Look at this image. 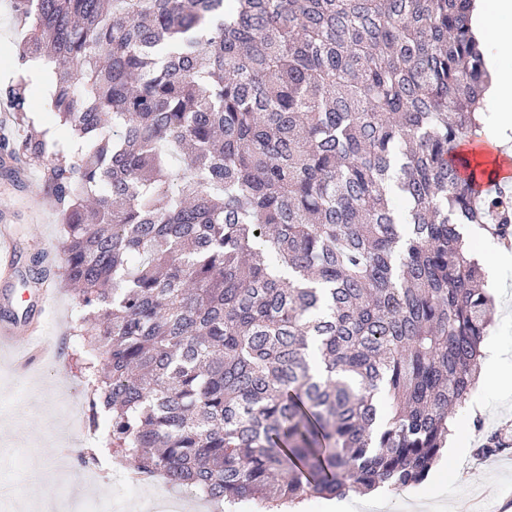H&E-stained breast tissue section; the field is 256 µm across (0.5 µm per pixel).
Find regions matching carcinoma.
I'll list each match as a JSON object with an SVG mask.
<instances>
[{
    "mask_svg": "<svg viewBox=\"0 0 512 512\" xmlns=\"http://www.w3.org/2000/svg\"><path fill=\"white\" fill-rule=\"evenodd\" d=\"M57 134L0 85L65 226L98 445L273 510L421 484L491 299L462 231L489 77L474 0H13Z\"/></svg>",
    "mask_w": 512,
    "mask_h": 512,
    "instance_id": "1",
    "label": "carcinoma"
}]
</instances>
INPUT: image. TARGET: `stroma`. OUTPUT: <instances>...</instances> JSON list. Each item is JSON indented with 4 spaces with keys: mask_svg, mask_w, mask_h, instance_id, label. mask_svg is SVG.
Returning a JSON list of instances; mask_svg holds the SVG:
<instances>
[{
    "mask_svg": "<svg viewBox=\"0 0 512 512\" xmlns=\"http://www.w3.org/2000/svg\"><path fill=\"white\" fill-rule=\"evenodd\" d=\"M21 38L11 0H0V82L14 74ZM29 174L25 181L0 171V219L17 231V273L0 281V321L27 323L44 318L45 308H52L51 318H45L44 345L62 344L68 359L60 367L47 356L26 372L0 361V484L14 489L13 500L0 505V512H70L72 499L86 484L99 512H220L207 499L187 500L184 490L160 479L144 482L139 494H127L113 482L125 471L121 459L81 463L79 453L91 442L86 435L87 391L71 357L78 343L69 332L71 291L59 277L50 303L21 299L35 277L34 254L48 248L60 251L63 243V226L41 175L34 168ZM498 279L487 339L497 348L503 369L512 371V263L500 268ZM453 419L468 427L470 439L447 474L434 468L417 486L349 494L340 502L342 512H460L466 504L478 512H503L512 500V390L493 383L475 386ZM490 433L506 443V450L477 454ZM31 460L43 471L42 482L33 488L20 481Z\"/></svg>",
    "mask_w": 512,
    "mask_h": 512,
    "instance_id": "obj_1",
    "label": "stroma"
}]
</instances>
